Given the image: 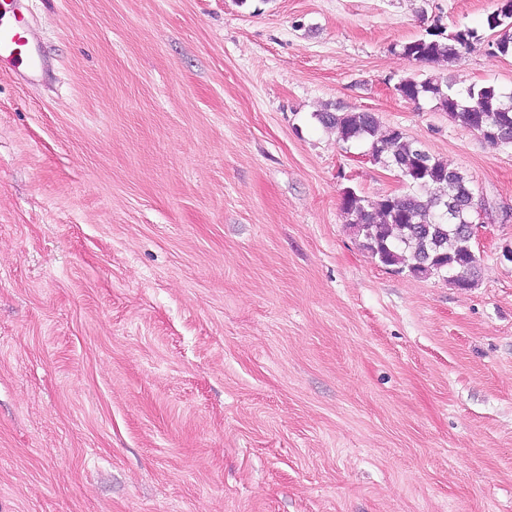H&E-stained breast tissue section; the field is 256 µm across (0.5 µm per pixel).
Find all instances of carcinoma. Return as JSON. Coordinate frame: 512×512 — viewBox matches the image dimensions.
<instances>
[{"label":"carcinoma","instance_id":"obj_1","mask_svg":"<svg viewBox=\"0 0 512 512\" xmlns=\"http://www.w3.org/2000/svg\"><path fill=\"white\" fill-rule=\"evenodd\" d=\"M487 27L497 31L486 39L472 28H458L446 40L418 39L403 46L405 55L421 62H449L484 45L490 57L512 55V0H503L486 19ZM398 94L413 103L422 98L437 101L439 108L460 126L477 133L486 142L501 147L512 146L485 133L493 124L512 131V91L493 85L471 86L465 93L452 90L448 82L407 77L396 86ZM319 122L336 132L344 142L368 141L374 160L396 170L406 181L408 191L388 194L377 200L366 199L354 190L341 196V210L346 224L361 238L362 247L381 265L408 269L416 276H441L458 288L474 286L478 260L473 254L465 225L450 220L446 214L442 187L453 179L468 193L460 204L478 203L470 181L458 170L428 154L421 146L392 129L377 136L379 122L372 112H320Z\"/></svg>","mask_w":512,"mask_h":512}]
</instances>
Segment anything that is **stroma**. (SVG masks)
<instances>
[{
  "label": "stroma",
  "instance_id": "obj_1",
  "mask_svg": "<svg viewBox=\"0 0 512 512\" xmlns=\"http://www.w3.org/2000/svg\"><path fill=\"white\" fill-rule=\"evenodd\" d=\"M501 0H28L0 65V512H512V147L404 78ZM371 112L493 219L469 289L341 212L403 192L318 113ZM25 2L0 1V63H8L25 77L37 78L46 74L47 62L41 48L28 39L30 17Z\"/></svg>",
  "mask_w": 512,
  "mask_h": 512
}]
</instances>
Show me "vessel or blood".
<instances>
[{"instance_id": "1", "label": "vessel or blood", "mask_w": 512, "mask_h": 512, "mask_svg": "<svg viewBox=\"0 0 512 512\" xmlns=\"http://www.w3.org/2000/svg\"><path fill=\"white\" fill-rule=\"evenodd\" d=\"M26 0H0V63H8L28 78L45 75L47 62L41 48L32 45L27 31L30 17Z\"/></svg>"}]
</instances>
